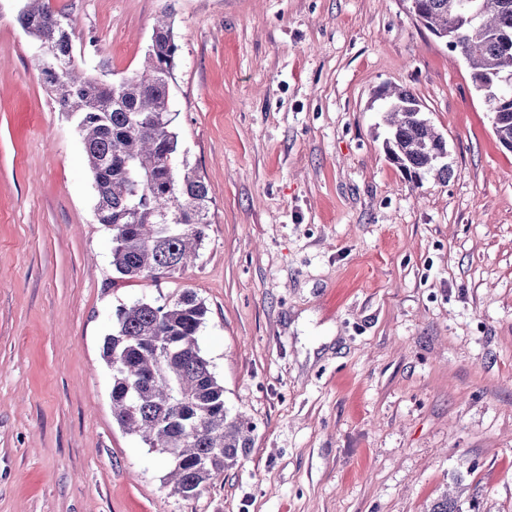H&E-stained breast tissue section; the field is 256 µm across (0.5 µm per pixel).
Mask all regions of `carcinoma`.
<instances>
[{
  "instance_id": "obj_1",
  "label": "carcinoma",
  "mask_w": 512,
  "mask_h": 512,
  "mask_svg": "<svg viewBox=\"0 0 512 512\" xmlns=\"http://www.w3.org/2000/svg\"><path fill=\"white\" fill-rule=\"evenodd\" d=\"M479 18L463 15L460 0H417V21L435 37L457 39L474 91L512 81V0H475ZM17 20L42 53L35 62L58 110L76 122L96 203L94 216L112 235V269L125 279L162 281L197 256L210 224L211 197L199 172L179 160V134L169 86L179 44L173 26L157 20L140 69L119 81L90 77L74 61L67 15L46 0H23ZM379 97L389 129V159L418 183L446 180L445 138L417 112L407 89L386 85ZM494 133L512 142V93L493 102ZM208 308L191 291L159 294L116 308L105 337L112 415L127 432L172 464V492L195 496L232 468L252 445V425L231 414L224 385L198 344Z\"/></svg>"
}]
</instances>
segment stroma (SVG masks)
Listing matches in <instances>:
<instances>
[{
  "instance_id": "35a3bbf8",
  "label": "stroma",
  "mask_w": 512,
  "mask_h": 512,
  "mask_svg": "<svg viewBox=\"0 0 512 512\" xmlns=\"http://www.w3.org/2000/svg\"><path fill=\"white\" fill-rule=\"evenodd\" d=\"M118 80L168 14L180 155L211 224L162 287L112 271L76 124L0 0V512H512V151L408 0H51ZM406 87L451 174L387 158ZM191 289L252 446L196 497L112 416L116 308Z\"/></svg>"
}]
</instances>
